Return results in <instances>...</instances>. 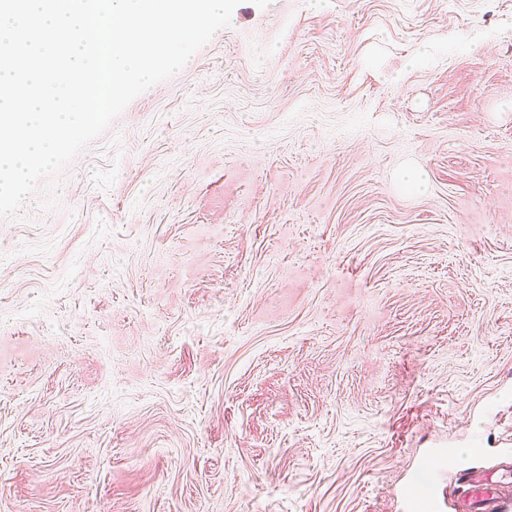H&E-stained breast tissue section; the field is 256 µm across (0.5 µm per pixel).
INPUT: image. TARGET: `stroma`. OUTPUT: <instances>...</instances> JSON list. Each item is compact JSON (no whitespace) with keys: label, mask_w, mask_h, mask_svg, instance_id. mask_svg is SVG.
<instances>
[{"label":"stroma","mask_w":512,"mask_h":512,"mask_svg":"<svg viewBox=\"0 0 512 512\" xmlns=\"http://www.w3.org/2000/svg\"><path fill=\"white\" fill-rule=\"evenodd\" d=\"M0 217V512H399L512 453V0H243Z\"/></svg>","instance_id":"1"}]
</instances>
